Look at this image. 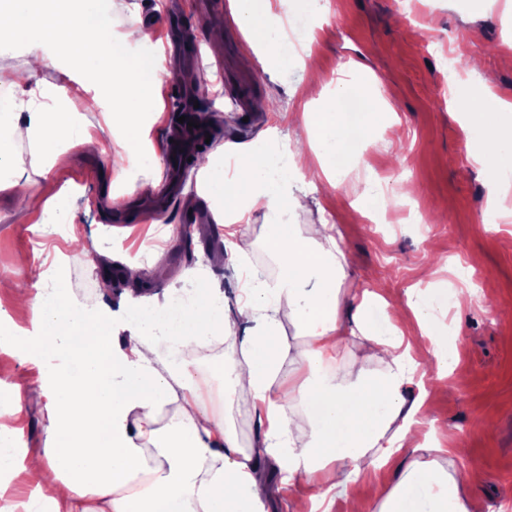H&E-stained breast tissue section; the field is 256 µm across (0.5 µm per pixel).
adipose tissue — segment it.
<instances>
[{
    "mask_svg": "<svg viewBox=\"0 0 512 512\" xmlns=\"http://www.w3.org/2000/svg\"><path fill=\"white\" fill-rule=\"evenodd\" d=\"M111 9L112 0H74L69 8L9 0L0 12V26L15 32L30 57L26 69L0 73V183L16 188L26 210L46 214L59 200L21 181L23 164L44 174L65 165L72 147L100 148L75 117L81 92L94 90L99 105L120 99L131 141L153 109L160 81L154 36L133 28L114 43ZM234 18L269 61L312 68L281 38L268 0H236ZM49 67L75 76V83L46 82ZM307 92L326 103L304 115L314 128L318 167L270 132L236 145L234 171L217 153L201 168L203 199L216 223L265 209V240L280 270L275 284L252 278L249 297L233 309L221 288L201 279L191 300L169 287L150 302L127 304L114 319L80 306L60 280L51 289L13 291V302L30 314L26 328L0 305V349L19 352L36 371L35 383L13 384L7 405H0V512H267L266 464L283 484L308 486L291 512H320L335 498L356 500L361 477L401 456L408 463L379 512H484L469 491L476 475L440 462L455 454V432L441 429L427 442L414 429L423 401L407 400L406 387L422 365L444 373L455 362L422 318L423 302L412 310L431 347L418 360L402 351L403 318L390 315L383 295L346 289L349 261L333 225L301 231L284 219L308 205L293 175L337 187L358 152L374 147L377 114L385 113L387 127L398 121L374 83L340 80L330 89L314 80ZM484 106L466 126L467 146L495 200L512 178V104L489 92ZM32 140L40 150L23 161L19 148ZM243 320L255 327L240 341L239 358H217L209 367L224 382L225 404L244 402L258 413L263 435L252 452L208 412L193 366L180 354L188 346L222 344ZM287 323L295 329L292 344L283 338ZM120 330L126 336L119 344ZM350 343L356 351L348 377L321 375L320 365ZM168 405L176 420L162 430L158 415ZM32 406L46 414L51 447H28L11 422ZM19 477L32 489L16 501L6 492Z\"/></svg>",
    "mask_w": 512,
    "mask_h": 512,
    "instance_id": "1",
    "label": "adipose tissue"
}]
</instances>
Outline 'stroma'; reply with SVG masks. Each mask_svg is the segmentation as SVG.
I'll list each match as a JSON object with an SVG mask.
<instances>
[{"label":"stroma","instance_id":"1","mask_svg":"<svg viewBox=\"0 0 512 512\" xmlns=\"http://www.w3.org/2000/svg\"><path fill=\"white\" fill-rule=\"evenodd\" d=\"M109 19L113 38L134 25L153 28L160 41L169 29H181L191 44L196 67L181 57L160 53L161 81L155 92L156 114L143 118V147L163 153L176 124L177 104L199 103V115L223 111L217 145L249 141L273 131L284 140L307 138L303 116L314 102L304 94L307 73L299 66L267 68L250 46L245 29L234 19V0H114ZM306 46L316 60L323 82L352 74L381 84L400 120L399 134L381 128L377 142L363 159L353 161L336 192L323 183L298 179L310 200L308 210L290 214L293 224L327 222L349 257L348 289L372 290L373 280L386 281L392 299L408 306L418 294L447 291L449 282L468 289L469 303L460 308L441 304L433 319L441 329L459 326L450 343L457 353L451 375L427 369L421 384L409 387L410 397L425 395L423 415L453 428L465 455L456 467L472 471L477 482L471 492L485 504L512 512V322L477 307L475 296L493 291L497 305L512 307V190L502 199L505 215L495 229L482 219L492 209L484 177L466 148L464 117L449 103L451 87L484 74L492 90L512 100V67L500 58L512 44V0H326L313 17ZM419 31L417 40L402 38V28ZM224 33L222 52H211L204 29ZM450 50L467 68L448 73L441 49ZM272 101L258 111V100ZM78 116L101 141L96 154L74 148L66 167L46 176H33L34 186L48 196L60 193L67 221L91 242L92 250L71 249L57 227L42 214L18 212L15 191L0 188V281L26 288L52 286L55 271H63L82 305L119 310L130 298L151 297L163 283L152 279L157 253L167 259L166 282L189 287L199 279L216 282L229 307L244 298L247 267L265 276L278 268L262 240L264 214L254 211L224 226L215 222L202 198L203 179L192 167L180 195L169 198L162 210L149 206L161 167L147 170L135 161L113 166L124 152L123 134L112 127L111 108H86L77 103ZM401 175L396 192L416 186L404 199L394 220L375 223L354 219V207L366 184L383 182L386 171ZM193 216L191 246L178 232L180 219ZM433 224L437 234L422 238L420 224ZM255 240L248 259H240L232 244ZM135 264L147 274L145 287L133 290L119 278L125 265ZM111 284H104L106 273ZM196 380L209 409L227 413L242 448L257 445L262 433L252 406L224 408V394L206 373Z\"/></svg>","mask_w":512,"mask_h":512}]
</instances>
